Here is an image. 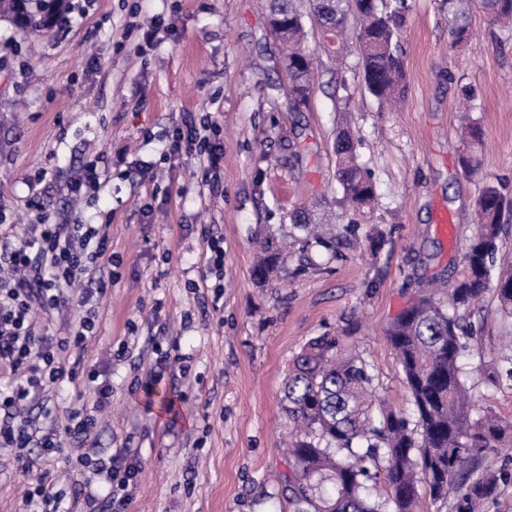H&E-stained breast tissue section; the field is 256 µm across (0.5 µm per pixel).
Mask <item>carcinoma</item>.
<instances>
[{
	"instance_id": "obj_1",
	"label": "carcinoma",
	"mask_w": 512,
	"mask_h": 512,
	"mask_svg": "<svg viewBox=\"0 0 512 512\" xmlns=\"http://www.w3.org/2000/svg\"><path fill=\"white\" fill-rule=\"evenodd\" d=\"M272 32L286 47L285 62L296 105L313 91L311 56L304 38L301 0H267ZM333 52L344 47L348 20L356 22L363 80L380 103L404 96L406 75L401 33L408 0H307ZM478 9L494 22H512V0H448L453 19L448 48L473 39L467 17ZM68 0H0V14L16 31H50L67 22ZM467 150L460 164L469 176L481 172L479 126L464 127ZM336 181L343 200L358 211L371 206V174L356 160L355 138L336 134ZM476 233L467 245L448 298H414L388 325L410 395L412 413L392 407L377 394L375 376L339 335L309 340L293 359L283 388V413L291 428L290 474L283 493L293 512H418L422 497L442 501L457 495V512H478L499 483L512 474L472 478L490 449L512 448V423L489 412L476 414L463 366L471 330L458 312L494 288L503 311L512 314V272L494 276L497 241L512 198L485 181L474 202ZM281 254L271 240L261 245L253 277L267 283L278 275ZM382 484L384 499L369 495V482Z\"/></svg>"
}]
</instances>
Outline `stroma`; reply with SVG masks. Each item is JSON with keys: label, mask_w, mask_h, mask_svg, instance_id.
Here are the masks:
<instances>
[{"label": "stroma", "mask_w": 512, "mask_h": 512, "mask_svg": "<svg viewBox=\"0 0 512 512\" xmlns=\"http://www.w3.org/2000/svg\"><path fill=\"white\" fill-rule=\"evenodd\" d=\"M399 109L366 89L305 20L316 86L294 107L266 0H72V23L20 36L0 18V207L15 224H105L120 266L93 306L85 362L112 382L96 447L141 463L126 512H290L281 407L288 366L312 338L348 332L375 385L409 409L388 323L432 278L451 281L474 233L484 181L512 198V26L472 14L471 44L448 50L446 0H410ZM483 132L480 175L460 165L461 115ZM209 126L223 159L163 157L176 128ZM349 128L376 187L356 213L336 181ZM99 158L98 191L70 182ZM336 217L333 250L302 247L293 213ZM293 239L279 276L254 280L261 241ZM224 247L214 294L210 242ZM476 411L512 421V317L494 291L463 310ZM179 359L154 377L156 348ZM496 368L489 384L483 366ZM0 448V512L32 484L74 497L68 453L23 474Z\"/></svg>", "instance_id": "35a3bbf8"}]
</instances>
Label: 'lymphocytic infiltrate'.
<instances>
[{"label":"lymphocytic infiltrate","mask_w":512,"mask_h":512,"mask_svg":"<svg viewBox=\"0 0 512 512\" xmlns=\"http://www.w3.org/2000/svg\"><path fill=\"white\" fill-rule=\"evenodd\" d=\"M108 227L104 224H34L27 231L0 225V447L12 449L23 472L64 448L80 447L77 464L83 494L74 507L63 504L54 483L39 481L28 491L30 512H126L140 471L139 462L118 452L92 456L83 446L96 435L100 414L112 406V384L96 371H84L91 317H79L66 335L49 334L50 314L84 306L92 294L84 282L112 268ZM90 383L89 396L64 411L43 407L29 414L47 386Z\"/></svg>","instance_id":"obj_1"}]
</instances>
